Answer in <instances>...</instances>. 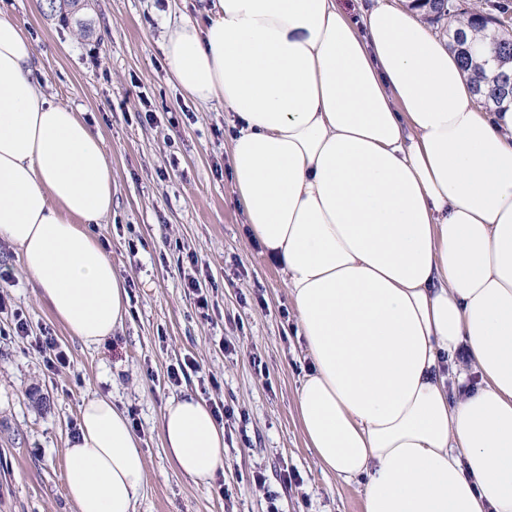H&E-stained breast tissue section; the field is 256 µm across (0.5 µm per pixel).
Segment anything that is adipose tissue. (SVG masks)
Here are the masks:
<instances>
[{"mask_svg": "<svg viewBox=\"0 0 512 512\" xmlns=\"http://www.w3.org/2000/svg\"><path fill=\"white\" fill-rule=\"evenodd\" d=\"M189 97L234 114L232 189L285 277L309 369L296 406L325 470L363 512H512V111L481 112L456 54L379 0H215L163 44ZM112 209L99 138L35 75L0 17V238L68 333L99 344L128 291L87 231ZM479 381L471 385L469 374ZM65 450L74 512H136L140 442L112 396ZM164 452L194 483L224 428L167 402Z\"/></svg>", "mask_w": 512, "mask_h": 512, "instance_id": "1", "label": "adipose tissue"}]
</instances>
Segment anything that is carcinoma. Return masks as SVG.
Masks as SVG:
<instances>
[{
    "label": "carcinoma",
    "mask_w": 512,
    "mask_h": 512,
    "mask_svg": "<svg viewBox=\"0 0 512 512\" xmlns=\"http://www.w3.org/2000/svg\"><path fill=\"white\" fill-rule=\"evenodd\" d=\"M425 19L448 28L449 49L471 74L478 101L496 112L512 110V89L505 95L499 82L503 73L512 77V29L509 7L496 8V14L465 13L457 0H422Z\"/></svg>",
    "instance_id": "1"
}]
</instances>
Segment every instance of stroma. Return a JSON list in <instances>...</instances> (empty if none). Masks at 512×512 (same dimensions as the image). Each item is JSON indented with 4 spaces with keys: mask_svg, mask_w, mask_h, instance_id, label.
I'll list each match as a JSON object with an SVG mask.
<instances>
[{
    "mask_svg": "<svg viewBox=\"0 0 512 512\" xmlns=\"http://www.w3.org/2000/svg\"><path fill=\"white\" fill-rule=\"evenodd\" d=\"M210 7L85 0L65 20L50 0H0L32 44L43 91L102 140L112 210L88 230L135 283L122 327L87 346L54 319L15 247L0 240V267L12 273L0 290L29 330L10 335L0 316V512H73L66 441L83 400L107 393L135 415L147 467L137 512H363L360 482L324 473L300 428L304 341L283 274L250 240L234 202L232 113L186 96L166 71L162 44L183 17L204 19ZM196 269L204 311L185 286ZM46 333L69 366L47 369L35 347ZM187 389L224 405V470L207 485L180 474L162 449V410Z\"/></svg>",
    "mask_w": 512,
    "mask_h": 512,
    "instance_id": "1",
    "label": "stroma"
}]
</instances>
